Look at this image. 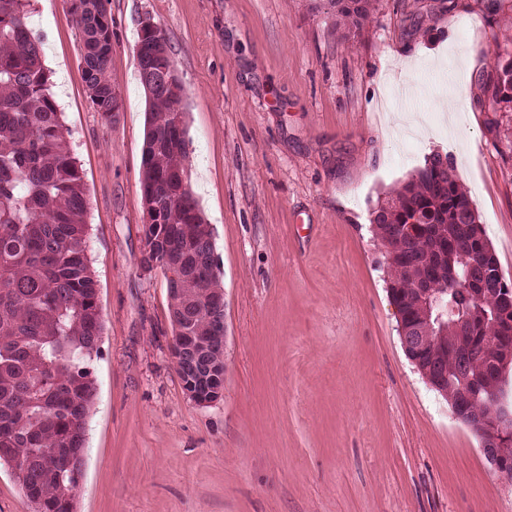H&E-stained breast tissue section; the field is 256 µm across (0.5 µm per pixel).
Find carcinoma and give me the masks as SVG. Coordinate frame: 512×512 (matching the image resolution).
Returning <instances> with one entry per match:
<instances>
[{
	"instance_id": "cac0c4a2",
	"label": "carcinoma",
	"mask_w": 512,
	"mask_h": 512,
	"mask_svg": "<svg viewBox=\"0 0 512 512\" xmlns=\"http://www.w3.org/2000/svg\"><path fill=\"white\" fill-rule=\"evenodd\" d=\"M348 34L370 19L369 0H323ZM83 41L79 64L94 90L96 111L112 112V14L104 0H65ZM26 0H0V465L21 483L32 512H73L85 462L88 419L96 395L93 364L100 356L103 324L86 253L87 201L76 161L66 149V128L43 64L42 41L31 34ZM488 88L494 104L512 110V56L495 53ZM144 141L147 178L160 199L158 223L145 231L149 259L175 266L181 294L174 321L182 345L216 346L220 326L209 306L222 289L211 273L212 234L191 190L182 188L189 141L185 112L172 93H147ZM373 232L391 251L389 291L405 320L425 328L438 345L436 360L455 378L457 345L481 343L512 330L500 274L472 201L442 156L433 154L396 196L378 200ZM412 225L397 236L393 227ZM435 256L447 288L424 306L405 305L429 268L408 254ZM472 409L486 416L493 378L484 363L470 366Z\"/></svg>"
}]
</instances>
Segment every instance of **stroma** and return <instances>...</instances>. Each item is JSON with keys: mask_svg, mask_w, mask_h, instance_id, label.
<instances>
[{"mask_svg": "<svg viewBox=\"0 0 512 512\" xmlns=\"http://www.w3.org/2000/svg\"><path fill=\"white\" fill-rule=\"evenodd\" d=\"M373 5L350 38L314 0H110L111 117L64 0H30L104 325L77 512H512V486L404 353L371 224L445 155L512 282V111L485 87L512 52V0ZM146 17L182 81L186 180L221 270L227 372L206 405L176 371L164 275L140 266ZM445 96L456 111L435 109Z\"/></svg>", "mask_w": 512, "mask_h": 512, "instance_id": "35a3bbf8", "label": "stroma"}]
</instances>
